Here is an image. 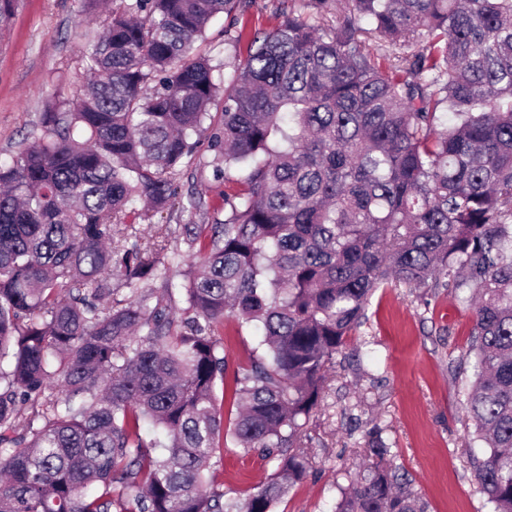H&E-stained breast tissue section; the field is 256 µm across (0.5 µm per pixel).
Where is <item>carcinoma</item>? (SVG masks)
I'll return each mask as SVG.
<instances>
[{
    "label": "carcinoma",
    "instance_id": "1",
    "mask_svg": "<svg viewBox=\"0 0 512 512\" xmlns=\"http://www.w3.org/2000/svg\"><path fill=\"white\" fill-rule=\"evenodd\" d=\"M121 2L84 56L89 92L49 100L0 166V512H275L308 473L327 368L389 282L471 306L464 409L489 448L473 473L512 512V0H346L329 35L290 8L226 85L192 44L246 0ZM17 7L0 0V34ZM220 94L213 163L242 189L187 228L178 319L180 254L133 224L141 201L174 204ZM229 316L262 327L263 353L237 367L226 421ZM229 440L278 460L242 500L218 483ZM336 512L424 506L376 466Z\"/></svg>",
    "mask_w": 512,
    "mask_h": 512
}]
</instances>
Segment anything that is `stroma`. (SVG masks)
Instances as JSON below:
<instances>
[{
    "instance_id": "35a3bbf8",
    "label": "stroma",
    "mask_w": 512,
    "mask_h": 512,
    "mask_svg": "<svg viewBox=\"0 0 512 512\" xmlns=\"http://www.w3.org/2000/svg\"><path fill=\"white\" fill-rule=\"evenodd\" d=\"M286 5L312 20L320 15L314 0H250L239 24L248 33L274 29ZM105 21V14H90L83 0H21L10 29L0 36L1 162L11 161L32 140L58 75L68 78L66 95L79 94L88 39ZM229 25L226 15H218L195 42V53L218 62L244 59L246 48L236 45ZM213 157L208 137L201 139L195 162L177 177L175 204L138 226L147 239L156 226L166 227L169 249L184 256L183 265L171 272L172 300L179 310L186 306L183 284L194 261L185 227L223 218L224 195L240 176L234 167L216 175ZM192 197L200 199L199 208L190 207ZM471 320V309L447 291L378 289L365 322L328 369L323 399L304 428L308 476L276 512H334L351 475L377 462L365 450L370 431L381 437L386 462L426 512H493L471 466L486 448L470 436L463 409L473 380L467 358ZM260 336L255 325L225 319L228 362L247 363ZM276 469V462L258 453L228 447L218 480L223 489L244 493Z\"/></svg>"
}]
</instances>
